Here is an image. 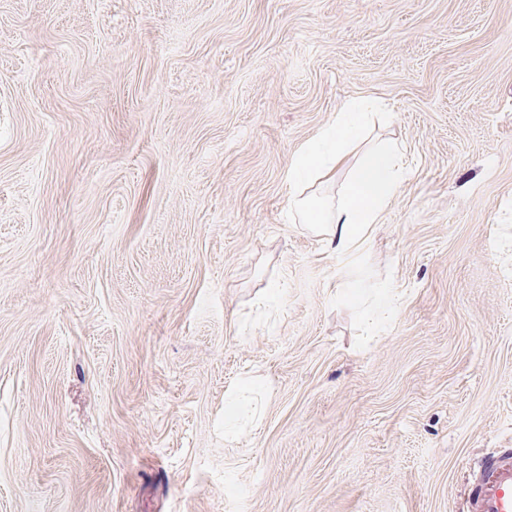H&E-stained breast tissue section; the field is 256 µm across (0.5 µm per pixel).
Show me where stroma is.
<instances>
[{
    "label": "stroma",
    "instance_id": "35a3bbf8",
    "mask_svg": "<svg viewBox=\"0 0 512 512\" xmlns=\"http://www.w3.org/2000/svg\"><path fill=\"white\" fill-rule=\"evenodd\" d=\"M358 98L336 193L407 175L351 267L288 170ZM492 452L512 0H0V512H465ZM374 308L371 315L367 318L368 326L374 330L382 320V317L392 310L393 296L386 290L377 291L374 296Z\"/></svg>",
    "mask_w": 512,
    "mask_h": 512
}]
</instances>
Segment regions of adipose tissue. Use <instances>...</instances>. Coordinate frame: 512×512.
Wrapping results in <instances>:
<instances>
[{
  "instance_id": "1",
  "label": "adipose tissue",
  "mask_w": 512,
  "mask_h": 512,
  "mask_svg": "<svg viewBox=\"0 0 512 512\" xmlns=\"http://www.w3.org/2000/svg\"><path fill=\"white\" fill-rule=\"evenodd\" d=\"M365 104L344 105L324 139L335 141L326 155L313 144L304 145L288 171L291 188L288 211L298 222L310 225L337 257L354 260L374 224L403 189L404 164L394 145L378 144L359 158L342 199L323 195L321 187L339 167Z\"/></svg>"
}]
</instances>
